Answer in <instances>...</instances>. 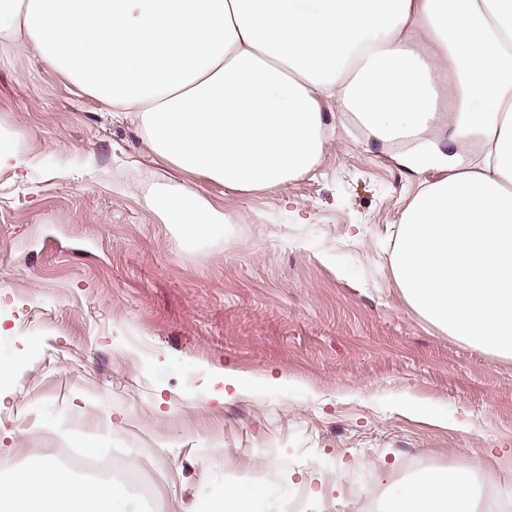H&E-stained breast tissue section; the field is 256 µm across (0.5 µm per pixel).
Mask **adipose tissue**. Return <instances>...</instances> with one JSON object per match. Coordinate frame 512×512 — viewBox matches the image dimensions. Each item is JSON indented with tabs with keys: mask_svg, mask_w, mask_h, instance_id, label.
I'll use <instances>...</instances> for the list:
<instances>
[{
	"mask_svg": "<svg viewBox=\"0 0 512 512\" xmlns=\"http://www.w3.org/2000/svg\"><path fill=\"white\" fill-rule=\"evenodd\" d=\"M0 37L135 113L164 164L240 193L317 164L329 103L383 143L449 124L448 174L402 215L391 271L432 324L512 358V0H0ZM148 206L189 242L224 230L183 183ZM475 473H426L386 512H492ZM274 493L228 486L208 512H264ZM125 498L52 462L0 483V512H124Z\"/></svg>",
	"mask_w": 512,
	"mask_h": 512,
	"instance_id": "obj_1",
	"label": "adipose tissue"
}]
</instances>
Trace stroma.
<instances>
[{
	"label": "stroma",
	"instance_id": "35a3bbf8",
	"mask_svg": "<svg viewBox=\"0 0 512 512\" xmlns=\"http://www.w3.org/2000/svg\"><path fill=\"white\" fill-rule=\"evenodd\" d=\"M0 481L86 443L112 451L127 512H204L227 486L269 485L267 512L303 491L344 512L429 471L482 459L512 505V358L416 312L391 273L400 218L436 170L396 160L353 114L327 112V148L277 190L196 191L231 222L187 243L148 200L183 181L139 122L112 117L30 51L0 46ZM260 378L239 389L221 369ZM442 414L409 412L408 399Z\"/></svg>",
	"mask_w": 512,
	"mask_h": 512
}]
</instances>
